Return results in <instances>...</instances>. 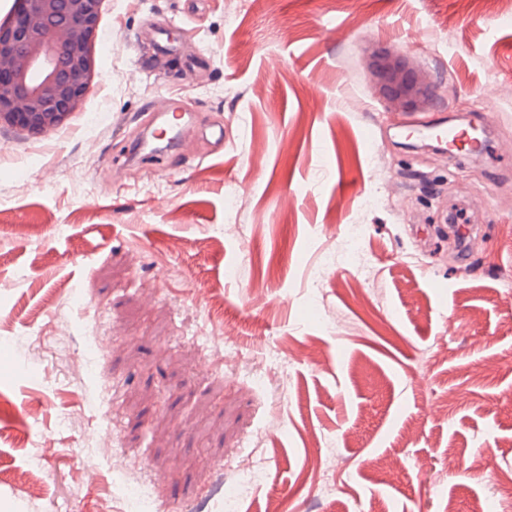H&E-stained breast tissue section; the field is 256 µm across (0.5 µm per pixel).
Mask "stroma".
<instances>
[{
  "instance_id": "1",
  "label": "stroma",
  "mask_w": 512,
  "mask_h": 512,
  "mask_svg": "<svg viewBox=\"0 0 512 512\" xmlns=\"http://www.w3.org/2000/svg\"><path fill=\"white\" fill-rule=\"evenodd\" d=\"M230 9L103 0L81 112L0 129V512H129L131 480L156 512H224L247 466L243 512H512L504 0ZM150 24L176 54L140 40ZM373 45L431 75L430 111L385 108ZM169 98L190 131L118 167ZM487 112L488 155L406 140ZM454 199L476 245L446 232ZM317 292L330 326L309 320Z\"/></svg>"
}]
</instances>
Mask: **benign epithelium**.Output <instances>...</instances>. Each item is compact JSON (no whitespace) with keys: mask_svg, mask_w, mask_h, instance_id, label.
<instances>
[{"mask_svg":"<svg viewBox=\"0 0 512 512\" xmlns=\"http://www.w3.org/2000/svg\"><path fill=\"white\" fill-rule=\"evenodd\" d=\"M16 22L0 27V128L43 136L80 110L97 76L94 37L100 0H17ZM366 65L379 98L401 112L433 103L430 76L408 56L368 49Z\"/></svg>","mask_w":512,"mask_h":512,"instance_id":"obj_1","label":"benign epithelium"}]
</instances>
